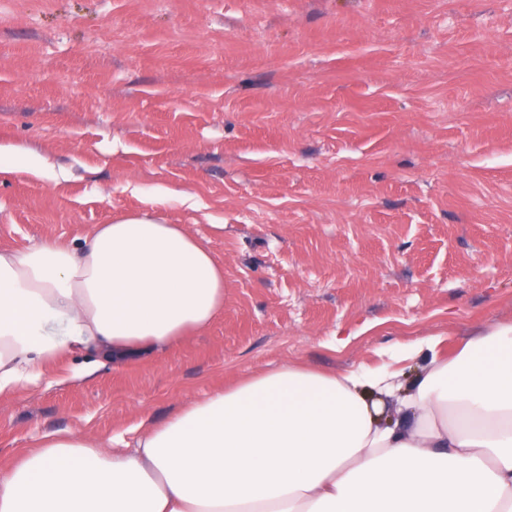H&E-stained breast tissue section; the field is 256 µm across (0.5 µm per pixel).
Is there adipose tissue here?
Here are the masks:
<instances>
[{"label": "adipose tissue", "mask_w": 512, "mask_h": 512, "mask_svg": "<svg viewBox=\"0 0 512 512\" xmlns=\"http://www.w3.org/2000/svg\"><path fill=\"white\" fill-rule=\"evenodd\" d=\"M50 175L0 145V173ZM224 314V267L151 212L82 247L0 249V394L34 391L67 357L126 361ZM431 335L399 370L299 365L250 375L145 428L129 452L69 429L0 474V512H512V320L474 325L454 356Z\"/></svg>", "instance_id": "obj_1"}]
</instances>
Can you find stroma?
<instances>
[{
	"label": "stroma",
	"mask_w": 512,
	"mask_h": 512,
	"mask_svg": "<svg viewBox=\"0 0 512 512\" xmlns=\"http://www.w3.org/2000/svg\"><path fill=\"white\" fill-rule=\"evenodd\" d=\"M0 144L56 173L0 174L1 247L152 211L224 265L206 331L0 394L1 467L46 432L131 449L248 374L436 334L451 355L512 318V0H0Z\"/></svg>",
	"instance_id": "1"
}]
</instances>
